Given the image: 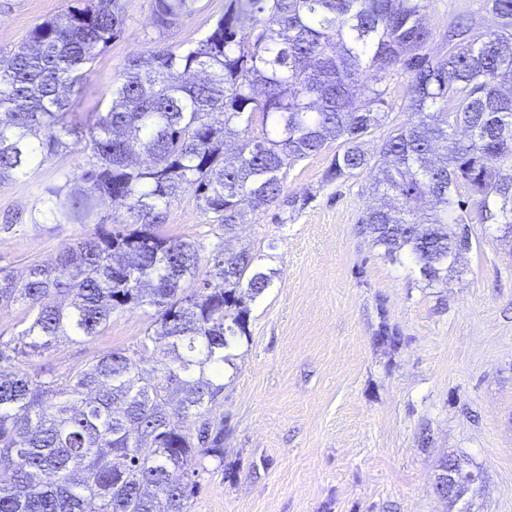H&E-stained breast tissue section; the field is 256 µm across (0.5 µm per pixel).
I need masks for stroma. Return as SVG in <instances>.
I'll use <instances>...</instances> for the list:
<instances>
[{"label": "stroma", "instance_id": "1", "mask_svg": "<svg viewBox=\"0 0 512 512\" xmlns=\"http://www.w3.org/2000/svg\"><path fill=\"white\" fill-rule=\"evenodd\" d=\"M432 54L460 13L480 0H427ZM67 0H0V50L10 51ZM120 38L102 52L72 112L88 122L90 105L128 60L158 46L152 0H126ZM224 12V0H199L166 37L191 43ZM409 79L386 78L388 105L363 148L379 146L408 122L400 104ZM333 149L288 164L281 174L293 206H273L239 225V244L276 276L249 302L247 334L226 369L220 413L224 459H205L189 512H512V245L495 226L472 227V249L444 288L425 287L411 263L382 257L361 219L373 203L370 170L348 180L325 179ZM73 150L0 184V216L21 215L22 227L0 232V267L24 276L51 261L64 236L42 230L39 187L60 167L84 164ZM161 233L201 243L223 231L193 192L170 209ZM150 310L115 317L92 338L64 342L30 361L29 372L63 376L101 354L138 357ZM395 345L378 342L380 332ZM479 473L451 503L435 496L442 457Z\"/></svg>", "mask_w": 512, "mask_h": 512}]
</instances>
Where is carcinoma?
<instances>
[{
  "label": "carcinoma",
  "instance_id": "cac0c4a2",
  "mask_svg": "<svg viewBox=\"0 0 512 512\" xmlns=\"http://www.w3.org/2000/svg\"><path fill=\"white\" fill-rule=\"evenodd\" d=\"M196 2L153 0L152 26L170 32ZM424 10L425 0H226L204 38L130 61L87 127L67 120L71 97L123 33L121 0H77L33 28L31 46L0 55V182L81 144L86 166L41 187L46 231L90 224L105 198L124 209L22 281L0 268V310L24 306L22 329L0 339V512H187L190 461L224 462V366L247 335V302L275 272L221 242L199 279L198 245L159 228L191 189L228 235L282 202L284 167L332 145L326 180L356 176L369 166L362 140L384 117L383 74L409 76L410 120L373 166L389 202L365 224L382 256L446 288L473 245L459 229L512 227V175H501L512 170V0H484L493 31L457 18L440 57ZM144 307L154 321L139 359L114 350L61 382L22 369ZM157 351L161 367L145 366Z\"/></svg>",
  "mask_w": 512,
  "mask_h": 512
}]
</instances>
